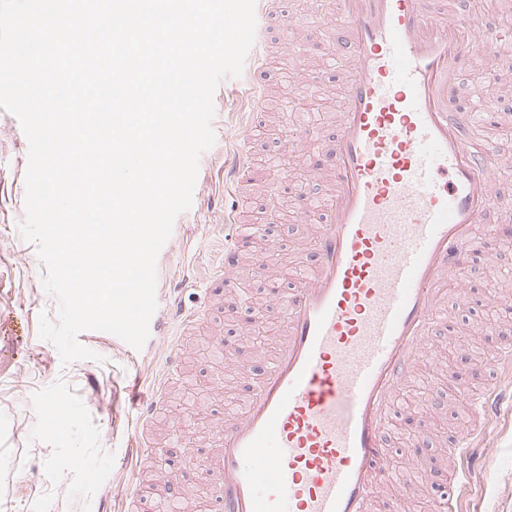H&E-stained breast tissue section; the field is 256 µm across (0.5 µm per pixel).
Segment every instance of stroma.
I'll list each match as a JSON object with an SVG mask.
<instances>
[{"mask_svg": "<svg viewBox=\"0 0 512 512\" xmlns=\"http://www.w3.org/2000/svg\"><path fill=\"white\" fill-rule=\"evenodd\" d=\"M246 77L225 78L214 93L216 114L212 127L214 146L201 154L192 205L179 214L172 233L162 247L157 265V285L161 294L177 289L186 311L204 306L202 288H180L184 272H205L216 266L224 242V151L237 124V113L247 107ZM283 127L262 126L252 137L256 158L255 181L264 192L246 200L251 218L264 216L268 190L296 199L295 186L281 187L282 173L267 167L266 155H279L287 137ZM28 140L18 119L0 109V323L11 333L0 337V512H121L115 502L117 488L149 498L161 492V482L153 468L131 471L128 446L136 417L135 399L150 385L162 362L160 345L148 342L134 349L108 333L85 331L80 343L96 352V359H81L62 365L55 347L40 338V312L57 319V300L48 294L42 279L46 273L36 247L19 231L25 217V172ZM512 216L492 212L480 224V236L493 239L495 260L479 257L464 269L474 290V302L467 317H454L453 332L433 331L429 339L439 354L437 371L423 370L402 387L399 399L419 403L422 395L433 397L438 410L420 414L411 427L421 438V458L411 467L402 455L392 457L396 476L423 480L430 470L444 462L453 432L461 428L455 415L466 412L461 398L447 384L433 385V373H447L449 360L464 366V389L477 386L492 370L496 335L503 320L487 322L490 303L486 285L493 280V267L512 268V236L503 233ZM302 222L287 213L279 223L265 227L269 242L277 245L282 257V281H295L303 272L294 244ZM483 322L485 332L468 334V324ZM191 350L181 376L168 388V398L154 427L164 437L167 422L191 415L192 407L183 397L194 392L207 396L212 389L215 364L206 348L208 333L197 327L187 338ZM56 403L67 414L65 428L45 419L42 409ZM395 419L387 436L390 446L407 441V427ZM484 441L492 453L481 473L473 475L464 499L465 512H512V417L493 422L484 431Z\"/></svg>", "mask_w": 512, "mask_h": 512, "instance_id": "obj_1", "label": "stroma"}]
</instances>
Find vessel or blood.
I'll return each mask as SVG.
<instances>
[{
    "label": "vessel or blood",
    "mask_w": 512,
    "mask_h": 512,
    "mask_svg": "<svg viewBox=\"0 0 512 512\" xmlns=\"http://www.w3.org/2000/svg\"><path fill=\"white\" fill-rule=\"evenodd\" d=\"M331 16L343 71L336 134L307 132L283 145L330 184L323 219L311 196L297 201L312 245L306 274L288 286L271 280L259 301L225 296L221 281L238 284L279 263L274 247L239 254L260 228L241 223L234 208L224 213L234 230L224 263L206 275L209 300L244 314L247 328L272 320L282 327L240 412L218 401L220 380L197 406L217 434L206 476L214 512H403L409 486L377 500L393 481L385 437L396 396L427 356L433 327L448 323L444 285L474 255L491 251L475 241L477 224L504 204L496 173L505 163L492 142L471 138L468 116L453 117L448 89L473 55L494 54L512 30L488 28L466 39V15L449 12L446 0H335L332 13L289 21L282 32L288 37ZM247 179L248 154L232 147L224 183L237 189ZM208 317L156 309L151 325L165 353L164 379L180 372L187 353L184 342L169 341L172 323L186 329ZM506 374L511 336L501 338L483 391L466 398L472 415L485 422L498 412ZM165 400L160 389L140 407L132 448L159 466L165 491L152 512H183L184 486L168 462L179 456L188 469L192 456L157 447L143 433ZM481 436L478 428L458 433L451 470L429 474V483L453 486L437 500L439 512H463L455 486Z\"/></svg>",
    "instance_id": "b4317fda"
}]
</instances>
